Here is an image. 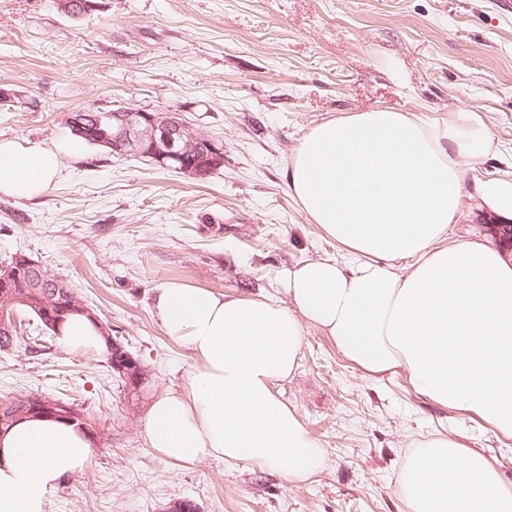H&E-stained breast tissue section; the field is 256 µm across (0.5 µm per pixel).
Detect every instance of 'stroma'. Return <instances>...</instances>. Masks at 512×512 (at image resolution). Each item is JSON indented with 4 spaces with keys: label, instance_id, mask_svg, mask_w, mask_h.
I'll use <instances>...</instances> for the list:
<instances>
[{
    "label": "stroma",
    "instance_id": "obj_1",
    "mask_svg": "<svg viewBox=\"0 0 512 512\" xmlns=\"http://www.w3.org/2000/svg\"><path fill=\"white\" fill-rule=\"evenodd\" d=\"M81 19L58 0H0V139L50 146L82 110L177 114L224 144L206 181L88 146L63 157L41 195L0 193V266L28 255L68 281L147 371L138 401L101 352L68 350L23 326L0 352V402L45 393L92 428L91 462L62 478L47 512H404L396 477L416 440L466 435L512 481V438L437 406L400 375L375 379L308 328L280 384L327 466L302 484L245 458L181 465L151 448L149 401L179 389L193 359L151 301L176 281L278 301L280 270L345 249L300 210L288 163L314 125L389 108L433 125L477 111L491 142L462 166L449 240L489 237L487 182L512 181V12L500 0H95Z\"/></svg>",
    "mask_w": 512,
    "mask_h": 512
}]
</instances>
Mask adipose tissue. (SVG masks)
Here are the masks:
<instances>
[{
	"mask_svg": "<svg viewBox=\"0 0 512 512\" xmlns=\"http://www.w3.org/2000/svg\"><path fill=\"white\" fill-rule=\"evenodd\" d=\"M489 148L480 117L447 125L380 108L321 122L288 170L301 211L350 258L281 272L286 299L228 295L175 281L153 314L193 364L180 389L156 395L143 419L152 448L179 464L253 457L289 483L327 466L278 386L299 365L307 327L373 377L399 374L431 401L512 436V264L476 240L448 242L462 205V159ZM82 141L24 147L0 140V193L26 200L55 179ZM62 347L100 350L82 315ZM90 441L74 425L17 421L0 436V512H46L63 476L83 471ZM405 512H512V481L461 434L418 440L396 478Z\"/></svg>",
	"mask_w": 512,
	"mask_h": 512,
	"instance_id": "1",
	"label": "adipose tissue"
}]
</instances>
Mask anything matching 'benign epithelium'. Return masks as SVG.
I'll return each instance as SVG.
<instances>
[{"label":"benign epithelium","instance_id":"obj_1","mask_svg":"<svg viewBox=\"0 0 512 512\" xmlns=\"http://www.w3.org/2000/svg\"><path fill=\"white\" fill-rule=\"evenodd\" d=\"M92 0H83L77 4L73 0H61L59 9L67 16L77 18L91 10ZM113 118L117 126L112 130V139L98 136L96 127L80 116L70 123L72 132L78 136L89 137L112 149L114 156L136 154L152 159L156 164L178 170L196 180L208 179L215 170L224 164V143L217 142L185 124L175 114L163 115L159 112L121 106L116 108ZM35 266L28 257L18 255L12 264L0 268V334L13 335L15 329L14 303L19 301L15 292L29 268ZM43 321L50 327L64 316L81 313L97 318L76 295H68L66 302L43 300L38 305ZM110 351L109 363L127 383V390L142 385L146 380V370L140 362L112 336H105ZM53 417L80 425L89 433L90 429L83 415L61 400L33 394L26 397L19 410L0 417V427L11 419L22 417Z\"/></svg>","mask_w":512,"mask_h":512}]
</instances>
